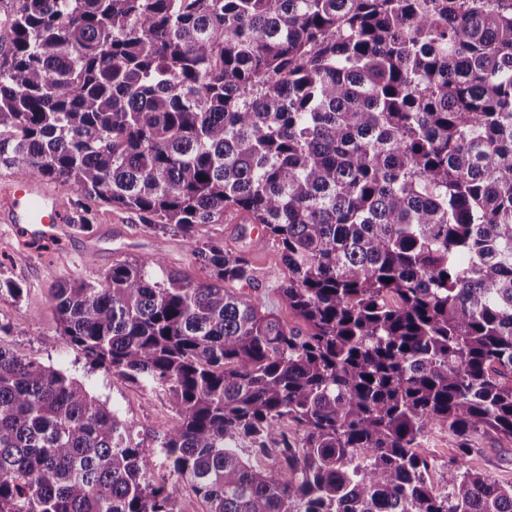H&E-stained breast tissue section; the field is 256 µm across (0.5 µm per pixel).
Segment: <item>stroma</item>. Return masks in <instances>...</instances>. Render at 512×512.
Here are the masks:
<instances>
[{"mask_svg": "<svg viewBox=\"0 0 512 512\" xmlns=\"http://www.w3.org/2000/svg\"><path fill=\"white\" fill-rule=\"evenodd\" d=\"M164 248L168 268L188 274L194 281L208 279L206 269L196 263L193 246L178 236L157 241L144 232L135 216L101 205L95 209L91 232H79L60 225L58 237L50 246L19 237L14 225L0 223V267L24 287L21 298L0 297V324L9 326L10 335L0 336V346L47 366L64 370L83 382L86 388L106 402L120 416L135 419L146 447L177 424L166 397L122 377L89 368L82 353L67 346L56 334L57 321L49 301L51 288L62 281L99 282L113 262L142 258ZM258 269V292L265 307L279 318L293 321L283 304L278 286L285 268L271 242L253 251ZM424 453L431 462L429 479L436 490H443L450 461L462 469L476 471L502 483L512 482V442L494 436H478L466 456H458L455 438L447 429L435 428L425 439Z\"/></svg>", "mask_w": 512, "mask_h": 512, "instance_id": "1", "label": "stroma"}]
</instances>
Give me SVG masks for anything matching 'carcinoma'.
I'll return each instance as SVG.
<instances>
[{"label": "carcinoma", "instance_id": "obj_1", "mask_svg": "<svg viewBox=\"0 0 512 512\" xmlns=\"http://www.w3.org/2000/svg\"><path fill=\"white\" fill-rule=\"evenodd\" d=\"M0 165L193 244L61 283L62 341L162 391L208 512H512L424 439L512 441V0H15ZM257 226L294 324L262 311ZM23 286L0 272V296ZM372 380H367V377ZM293 423L300 437L283 430ZM138 422L0 347V512H177ZM205 224L198 227V236L205 237L208 235L223 236L224 241L250 246L253 253V259L258 269V293L260 294L265 307L273 312L279 318L288 322H295L296 319L288 310L277 289L284 278L286 272L285 267L281 264L280 257L271 242L260 244L255 248L254 241L257 238V232H252L251 237H247L241 241L236 240L239 232L240 224ZM165 262L169 269L180 270L188 274L195 282L208 280L206 269L194 261L193 246L179 236H168L163 242Z\"/></svg>", "mask_w": 512, "mask_h": 512}]
</instances>
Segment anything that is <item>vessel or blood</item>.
<instances>
[{"instance_id": "1", "label": "vessel or blood", "mask_w": 512, "mask_h": 512, "mask_svg": "<svg viewBox=\"0 0 512 512\" xmlns=\"http://www.w3.org/2000/svg\"><path fill=\"white\" fill-rule=\"evenodd\" d=\"M0 213L9 223L18 225L30 238H50L57 225L68 223L69 206L65 197L44 192L39 183L16 179L8 192L0 196Z\"/></svg>"}]
</instances>
